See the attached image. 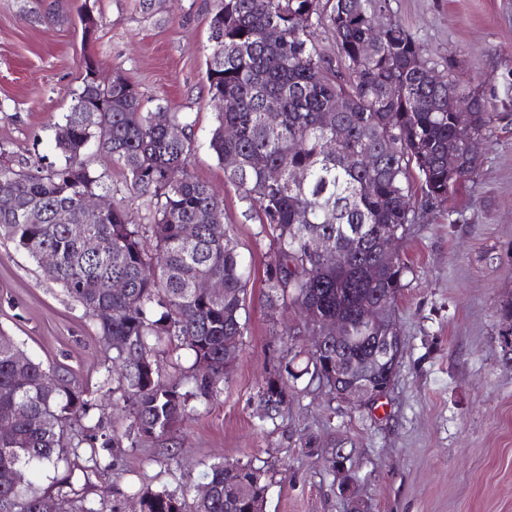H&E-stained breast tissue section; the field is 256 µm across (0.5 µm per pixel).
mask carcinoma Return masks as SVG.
Here are the masks:
<instances>
[{
	"mask_svg": "<svg viewBox=\"0 0 512 512\" xmlns=\"http://www.w3.org/2000/svg\"><path fill=\"white\" fill-rule=\"evenodd\" d=\"M386 0H217L209 29L211 55L206 78L211 100L231 95L234 112L217 110L209 150L219 164L234 155L238 166L224 169L247 211L257 214L259 234L277 248L267 275L269 301L280 300L311 320L342 317L347 338L325 342L311 351L302 368L288 361L266 380L260 391L261 420H275L288 404L290 384L303 376L333 389L330 371L336 351L365 364L358 381H384L385 364L377 359L378 338L385 322L361 317L357 295L363 293L394 310L404 287L407 266L385 260L375 251L378 238L403 236L415 222L409 176L417 171L425 205L440 207L457 185L448 181V153L459 158V179L471 177L478 159L463 149L467 133L448 113V90L458 92L470 108L471 132L487 133L495 92L464 88L452 79L439 87L423 82L421 69L437 63L402 24L375 28L374 15ZM333 32L338 63L320 48L318 32ZM373 40L372 56L362 53ZM98 60L84 59L81 85L54 133L58 160L38 159L25 167L0 162V193L16 199V208L0 210V237L36 261L50 251L53 266L46 277L59 284L94 322L108 361L126 362L116 378L120 396L114 406L132 418L125 438L130 447L170 435L196 404L217 399L236 359L237 339L246 331L245 294L249 272L237 242L224 229V209L214 191L189 171L195 151L191 136L173 141L166 123L177 115L158 104L150 111L127 81L107 87L91 72ZM274 98L281 112L268 121L265 103ZM345 137L327 148L332 131L324 114L338 106ZM95 120L85 121V111ZM231 126L237 135L224 137ZM106 151L125 172L124 188L150 195L152 216L139 224L132 212L112 206L95 224L85 225L99 248L88 251L71 227L81 223L86 197L107 189L103 174L91 165L90 150ZM374 153L379 166L366 170L360 157ZM281 173L269 182L270 169ZM182 172L172 181L168 173ZM34 213L37 221L26 215ZM195 228L193 238L183 228ZM327 236L342 244L349 235L362 242L358 255L342 263L336 253L317 255L307 242ZM373 271L363 281L362 270ZM127 288L111 292L112 281ZM204 279L224 283V294L212 296L196 288ZM170 344L186 351L192 363L176 364L180 375L163 377L155 350ZM96 401L71 387L60 368H44L0 333V422L17 411L29 418L0 436V512H41L46 496L26 477L33 468H56L64 449L79 456L90 448L88 469L108 468L96 447L111 448L117 436L99 434L92 411ZM83 435L72 443L70 432ZM237 469L227 475L228 467ZM260 470L246 463L207 465L202 478L212 485L207 501H194L193 512H256L266 485ZM191 479L180 492L163 489L139 497L142 512H185Z\"/></svg>",
	"mask_w": 512,
	"mask_h": 512,
	"instance_id": "obj_1",
	"label": "carcinoma"
}]
</instances>
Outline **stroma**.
Wrapping results in <instances>:
<instances>
[{
  "mask_svg": "<svg viewBox=\"0 0 512 512\" xmlns=\"http://www.w3.org/2000/svg\"><path fill=\"white\" fill-rule=\"evenodd\" d=\"M102 19L93 42L78 11ZM215 0H0V144L18 164L56 157L53 126L71 106L86 55L101 75L124 76L150 104L184 116L195 144L190 171L219 196L224 226L251 271L247 330L224 392L199 407L169 439L112 451L103 472L68 456L36 475L73 493L57 512H132L136 491L175 490L201 479L206 463H253L267 486L264 512H346L330 464L337 438L351 443L356 493L370 512H512V356L500 341V305L512 296V118H496L479 168L459 182L443 211H420L399 244L407 264L393 319L403 344L394 384L374 407L358 408L299 381L288 405L260 421L266 377L305 362L312 336H287L294 314L265 298L276 246L208 149L215 107L206 61ZM396 21L462 84L501 83L512 72V0H389ZM94 168L113 203L139 217L149 200L123 191L121 167L99 155ZM0 331L43 366L71 370V385L111 402L105 348L92 320L39 264L0 240Z\"/></svg>",
  "mask_w": 512,
  "mask_h": 512,
  "instance_id": "1",
  "label": "stroma"
}]
</instances>
